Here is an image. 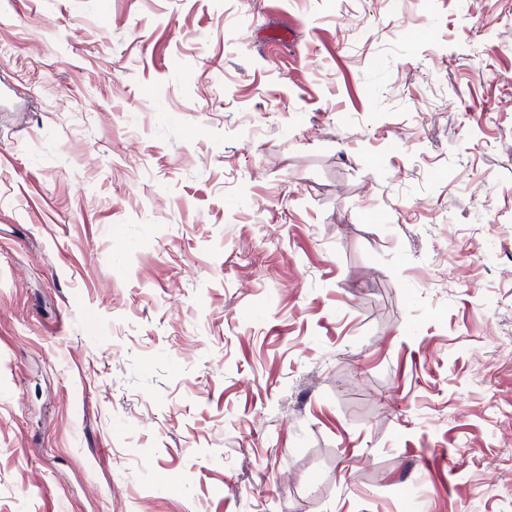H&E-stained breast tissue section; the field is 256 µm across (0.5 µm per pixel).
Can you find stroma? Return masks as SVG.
Returning a JSON list of instances; mask_svg holds the SVG:
<instances>
[{"label": "stroma", "mask_w": 512, "mask_h": 512, "mask_svg": "<svg viewBox=\"0 0 512 512\" xmlns=\"http://www.w3.org/2000/svg\"><path fill=\"white\" fill-rule=\"evenodd\" d=\"M0 512H512V0H0Z\"/></svg>", "instance_id": "obj_1"}]
</instances>
